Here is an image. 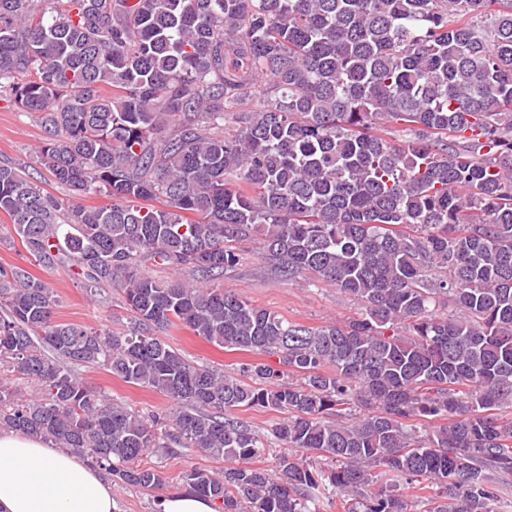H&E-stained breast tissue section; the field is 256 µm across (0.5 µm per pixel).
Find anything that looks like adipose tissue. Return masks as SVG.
<instances>
[{
    "mask_svg": "<svg viewBox=\"0 0 512 512\" xmlns=\"http://www.w3.org/2000/svg\"><path fill=\"white\" fill-rule=\"evenodd\" d=\"M101 469L66 448L0 430V512H116Z\"/></svg>",
    "mask_w": 512,
    "mask_h": 512,
    "instance_id": "obj_1",
    "label": "adipose tissue"
}]
</instances>
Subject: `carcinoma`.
Returning <instances> with one entry per match:
<instances>
[{
  "label": "carcinoma",
  "instance_id": "carcinoma-1",
  "mask_svg": "<svg viewBox=\"0 0 512 512\" xmlns=\"http://www.w3.org/2000/svg\"><path fill=\"white\" fill-rule=\"evenodd\" d=\"M257 82L262 108L241 111ZM6 90L69 198L0 163V213L38 265L120 289L135 322L58 323L48 284L1 265L0 367L40 387H0L1 428L152 491L168 476L142 456L220 457L181 477L220 512H410L400 487L423 481L428 512H494L512 477V0H0ZM254 237L359 317L310 327L224 287ZM173 325L278 365L196 363L159 336ZM87 366L174 408L134 411ZM255 408L288 413L273 441ZM273 442L334 466L247 465Z\"/></svg>",
  "mask_w": 512,
  "mask_h": 512
}]
</instances>
